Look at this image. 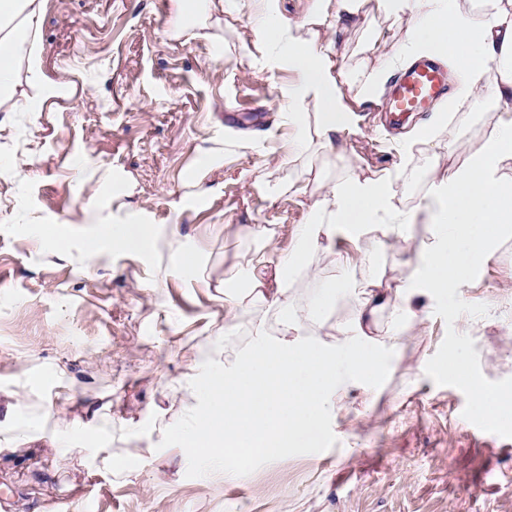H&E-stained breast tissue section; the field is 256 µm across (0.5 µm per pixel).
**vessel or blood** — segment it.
<instances>
[{
    "mask_svg": "<svg viewBox=\"0 0 512 512\" xmlns=\"http://www.w3.org/2000/svg\"><path fill=\"white\" fill-rule=\"evenodd\" d=\"M448 87V72L433 59L423 58L407 67L391 89L392 112H426Z\"/></svg>",
    "mask_w": 512,
    "mask_h": 512,
    "instance_id": "vessel-or-blood-1",
    "label": "vessel or blood"
}]
</instances>
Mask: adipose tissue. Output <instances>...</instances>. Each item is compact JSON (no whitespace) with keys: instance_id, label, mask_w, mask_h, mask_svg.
I'll use <instances>...</instances> for the list:
<instances>
[{"instance_id":"1","label":"adipose tissue","mask_w":512,"mask_h":512,"mask_svg":"<svg viewBox=\"0 0 512 512\" xmlns=\"http://www.w3.org/2000/svg\"><path fill=\"white\" fill-rule=\"evenodd\" d=\"M43 5L44 0H0V112L16 106L19 70L38 77L32 49ZM227 8V0H173L172 29L178 36L211 39ZM374 11L406 18L401 44L385 51L380 34L371 32L367 48L376 60L343 67L337 32H350L360 16ZM255 21L257 50L298 76L283 93L288 123L296 131L290 152L302 155L314 147L335 152L340 172L317 179L311 218L295 226L291 251L248 259L245 298L236 297L232 282L224 284L225 322L233 323L242 302H249L257 341L234 368L216 364L196 374L194 391L204 405L176 443L223 469L228 479L258 458L318 447L340 376H367L378 366L352 349L351 341L372 345L375 318L386 308L393 315L391 334L400 336L401 325L416 316L424 289L456 287L501 236L512 234V180L501 176L512 163V0H317L303 19L286 23L262 10ZM428 56L446 66L455 84L441 111L411 135V143L432 140L446 113L465 106L492 105L497 120L492 135L447 176L431 166L428 195L416 211L407 212L392 192L398 169L353 174L351 158L336 152L335 143L338 135L355 131L357 104L382 92L386 73ZM341 230L356 241L366 273L354 291L352 312L336 329V344L328 347L303 333L328 307L333 289L297 306L288 285L305 256L335 250ZM149 236L141 224L108 226L90 236L85 255L95 261L108 242L139 251ZM388 236L408 269L395 289L384 285L378 265ZM272 318L278 329L269 338L265 330Z\"/></svg>"}]
</instances>
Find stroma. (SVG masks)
I'll return each mask as SVG.
<instances>
[{
  "mask_svg": "<svg viewBox=\"0 0 512 512\" xmlns=\"http://www.w3.org/2000/svg\"><path fill=\"white\" fill-rule=\"evenodd\" d=\"M170 11L171 0H45L42 81L21 83L17 110L0 112V437L19 446L0 457L10 512L73 496L88 512H512V419L486 415L473 391L512 388V235L449 296L422 298L397 348L380 319L381 372L337 386L319 448L228 480L176 447L199 404L188 375L234 366L253 342L249 305L224 329L225 278L246 289L250 255L288 253L318 194L313 171L338 169L332 155H289L282 92L296 76L256 50L249 0L210 43L174 37ZM429 118L396 125L368 104L336 144L374 168L400 164L393 191L412 210L432 155L459 165L496 122L491 108L464 107L439 147L399 141ZM288 180L295 190L278 193ZM108 224L148 225L149 246L106 245L85 265L88 231ZM258 224L277 225L272 246ZM307 263L321 278L294 275L296 302L343 285L318 319L329 343L353 309L361 255L340 234L335 254ZM456 354L468 381L446 368ZM34 419L45 436L33 441ZM105 423L104 453L133 473L84 447Z\"/></svg>",
  "mask_w": 512,
  "mask_h": 512,
  "instance_id": "obj_1",
  "label": "stroma"
}]
</instances>
